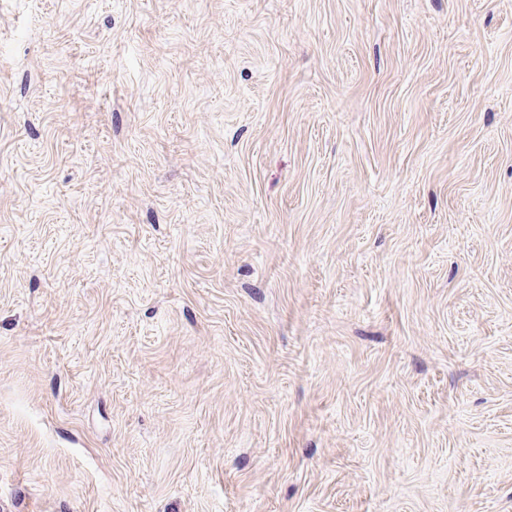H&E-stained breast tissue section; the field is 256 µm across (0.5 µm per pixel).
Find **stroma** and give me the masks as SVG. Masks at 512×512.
Masks as SVG:
<instances>
[{
    "label": "stroma",
    "mask_w": 512,
    "mask_h": 512,
    "mask_svg": "<svg viewBox=\"0 0 512 512\" xmlns=\"http://www.w3.org/2000/svg\"><path fill=\"white\" fill-rule=\"evenodd\" d=\"M0 512H512V0H0Z\"/></svg>",
    "instance_id": "stroma-1"
}]
</instances>
